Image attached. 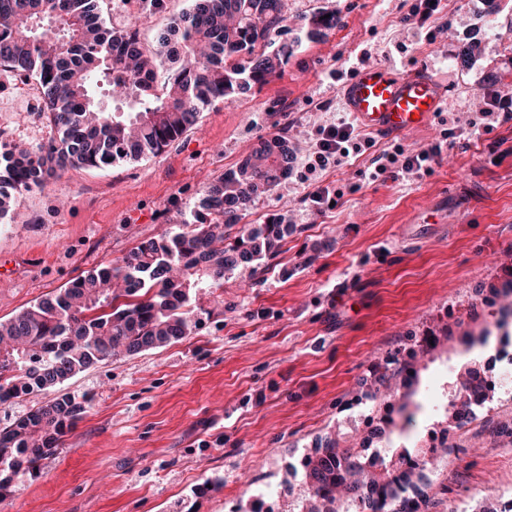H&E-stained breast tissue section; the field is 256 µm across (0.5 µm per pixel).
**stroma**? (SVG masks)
<instances>
[{
    "mask_svg": "<svg viewBox=\"0 0 512 512\" xmlns=\"http://www.w3.org/2000/svg\"><path fill=\"white\" fill-rule=\"evenodd\" d=\"M415 0H288V35L325 8L342 23L303 41L282 71L207 107L198 124L161 153L107 170L69 168L40 191L17 196L21 220L0 233V321L117 260L182 221H201L207 188L259 139L283 135L303 160L319 125L342 117L333 74L368 55L370 64L425 67L468 121L488 85L512 97V0H442L429 22L435 40L404 25ZM190 0H164L143 18L137 0L101 13L114 28L135 25L152 40ZM480 45L468 68L456 56ZM406 52H396V45ZM15 89L0 83V136L36 148L54 132L41 112L13 111ZM439 121L399 137L406 150L443 148L429 174L406 183L365 181L369 156L323 172L343 193L316 212L291 171L255 200L246 223L294 225L262 277L240 269L191 303V332L179 342L108 359L56 390L34 391L0 407V427L55 394L85 411L61 454L34 474L0 472V512H301L308 492L301 462L317 437L361 444L370 427L353 405L372 389L390 355L415 356L414 423L394 430L400 450L437 457L428 512H488L512 494V398L494 397L468 427L432 443L442 419L426 406L464 371V331L493 327L512 268V119L473 137L443 138ZM331 250L312 255L314 243ZM440 337L423 353L418 340ZM278 488L269 496L267 485Z\"/></svg>",
    "mask_w": 512,
    "mask_h": 512,
    "instance_id": "stroma-1",
    "label": "stroma"
}]
</instances>
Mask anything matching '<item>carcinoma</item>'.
<instances>
[{
    "mask_svg": "<svg viewBox=\"0 0 512 512\" xmlns=\"http://www.w3.org/2000/svg\"><path fill=\"white\" fill-rule=\"evenodd\" d=\"M285 0H192L152 44L135 27H108L98 0H0V62L35 76L42 111L56 137L46 147L0 153V220H14L17 196L41 189L69 166L109 169L155 155L197 125L214 101L263 85L288 63L295 46L276 37ZM340 23L337 11H315L310 34ZM294 152L280 136L262 139L212 184L209 222L178 224L160 241L140 244L116 263L94 270L51 297L0 322V404L18 391L47 390L120 352L134 355L183 339L191 300L240 268L264 273L294 232L282 221L244 224L255 198L292 169ZM415 361L392 356L359 398L371 413L380 390L399 389L411 404ZM84 406L62 394L0 430V471L19 473L60 453ZM317 439L302 461L306 512H421L392 487L390 462L369 471L361 449Z\"/></svg>",
    "mask_w": 512,
    "mask_h": 512,
    "instance_id": "1",
    "label": "carcinoma"
}]
</instances>
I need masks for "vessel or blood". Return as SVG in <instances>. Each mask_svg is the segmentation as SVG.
I'll return each instance as SVG.
<instances>
[{
    "label": "vessel or blood",
    "instance_id": "obj_1",
    "mask_svg": "<svg viewBox=\"0 0 512 512\" xmlns=\"http://www.w3.org/2000/svg\"><path fill=\"white\" fill-rule=\"evenodd\" d=\"M341 93L361 129L388 139L429 126L448 101L426 69L402 72L384 65L359 68Z\"/></svg>",
    "mask_w": 512,
    "mask_h": 512
}]
</instances>
